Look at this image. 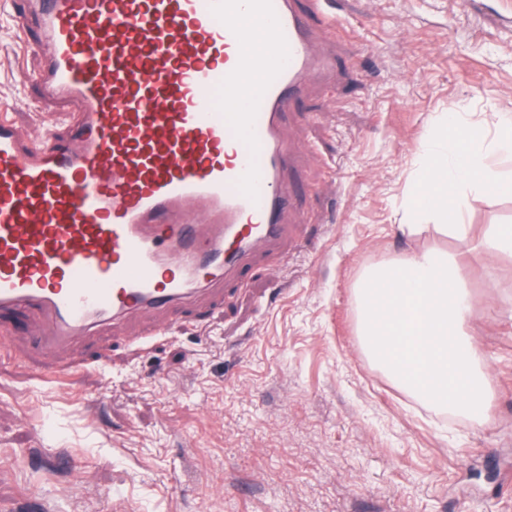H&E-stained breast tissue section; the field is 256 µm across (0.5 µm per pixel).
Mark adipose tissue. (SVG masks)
I'll return each instance as SVG.
<instances>
[{
	"mask_svg": "<svg viewBox=\"0 0 512 512\" xmlns=\"http://www.w3.org/2000/svg\"><path fill=\"white\" fill-rule=\"evenodd\" d=\"M449 132L426 151L427 180L413 200L456 229L459 190L470 185L512 194L506 179L484 162L478 133L449 117ZM361 329L371 358L403 389L439 409L473 418L483 407L488 379L469 337L478 305L468 294L459 259L415 252L371 269L357 290Z\"/></svg>",
	"mask_w": 512,
	"mask_h": 512,
	"instance_id": "1",
	"label": "adipose tissue"
}]
</instances>
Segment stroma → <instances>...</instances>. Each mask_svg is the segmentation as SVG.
<instances>
[{
	"instance_id": "1",
	"label": "stroma",
	"mask_w": 512,
	"mask_h": 512,
	"mask_svg": "<svg viewBox=\"0 0 512 512\" xmlns=\"http://www.w3.org/2000/svg\"><path fill=\"white\" fill-rule=\"evenodd\" d=\"M333 72L283 126L288 238L255 253L211 310H149L35 349L32 315L0 333V512H512V196L462 188L464 228L410 211L440 118L461 114L489 165L512 113V0H332ZM0 0V110L21 137L65 133L78 101L32 78L48 46ZM430 250L462 259L489 381L478 421L420 402L368 356L356 288Z\"/></svg>"
}]
</instances>
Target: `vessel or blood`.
<instances>
[{
	"label": "vessel or blood",
	"instance_id": "1",
	"mask_svg": "<svg viewBox=\"0 0 512 512\" xmlns=\"http://www.w3.org/2000/svg\"><path fill=\"white\" fill-rule=\"evenodd\" d=\"M22 5L40 17L30 46H50L36 83L82 110L40 145L0 117V316L47 315L35 343L62 348L95 324L192 303L249 252L278 248L282 116L334 65L312 45L316 24H335L327 0Z\"/></svg>",
	"mask_w": 512,
	"mask_h": 512
}]
</instances>
